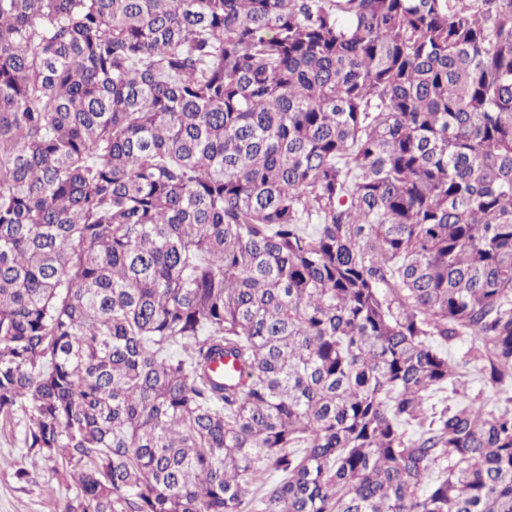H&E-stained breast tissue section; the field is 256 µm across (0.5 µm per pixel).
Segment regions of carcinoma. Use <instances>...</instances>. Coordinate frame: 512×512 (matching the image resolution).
I'll return each instance as SVG.
<instances>
[{
    "mask_svg": "<svg viewBox=\"0 0 512 512\" xmlns=\"http://www.w3.org/2000/svg\"><path fill=\"white\" fill-rule=\"evenodd\" d=\"M511 391L512 0H0V418L64 512H512Z\"/></svg>",
    "mask_w": 512,
    "mask_h": 512,
    "instance_id": "1",
    "label": "carcinoma"
}]
</instances>
